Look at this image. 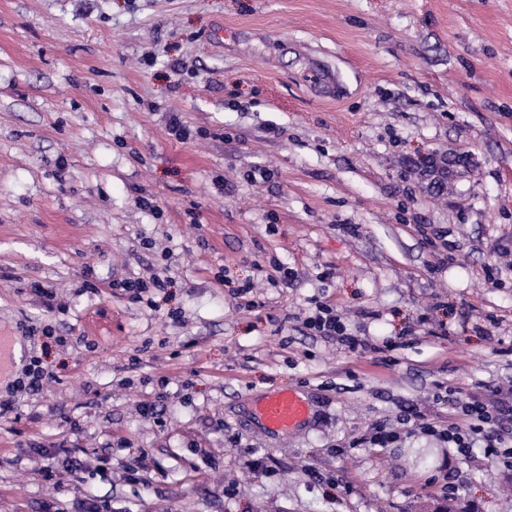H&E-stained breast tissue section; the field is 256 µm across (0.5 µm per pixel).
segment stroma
<instances>
[{
	"label": "stroma",
	"instance_id": "35a3bbf8",
	"mask_svg": "<svg viewBox=\"0 0 512 512\" xmlns=\"http://www.w3.org/2000/svg\"><path fill=\"white\" fill-rule=\"evenodd\" d=\"M1 334L0 512H512L402 419L512 388V0H0ZM306 327L318 336L336 339L350 351H367L368 345L358 336H351L340 323L332 309L320 305L315 316L305 322ZM264 427L270 432H286L304 422L310 412L308 402L293 388L286 387L258 405Z\"/></svg>",
	"mask_w": 512,
	"mask_h": 512
}]
</instances>
